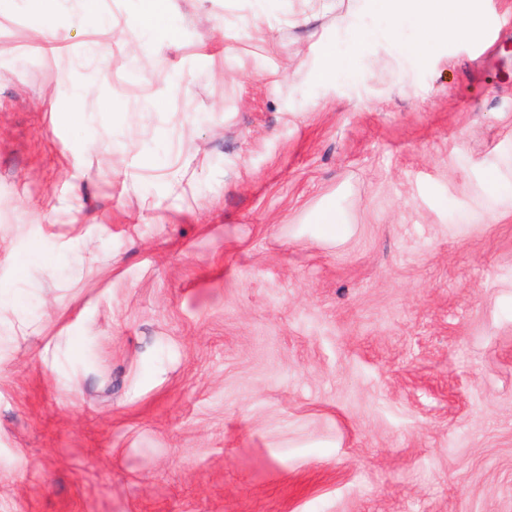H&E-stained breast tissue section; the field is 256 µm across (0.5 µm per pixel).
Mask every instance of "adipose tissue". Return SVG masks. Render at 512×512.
Returning a JSON list of instances; mask_svg holds the SVG:
<instances>
[{
    "label": "adipose tissue",
    "instance_id": "ef3b65f1",
    "mask_svg": "<svg viewBox=\"0 0 512 512\" xmlns=\"http://www.w3.org/2000/svg\"><path fill=\"white\" fill-rule=\"evenodd\" d=\"M377 18L342 17L343 37L319 42V63L311 73L316 84L349 78L353 63L374 42L384 39L414 68H427L432 47L475 36L480 28L478 0H372ZM346 214L329 204L314 207L302 224L307 233L324 242L340 243L353 233Z\"/></svg>",
    "mask_w": 512,
    "mask_h": 512
}]
</instances>
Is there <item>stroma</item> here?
I'll list each match as a JSON object with an SVG mask.
<instances>
[{"label": "stroma", "mask_w": 512, "mask_h": 512, "mask_svg": "<svg viewBox=\"0 0 512 512\" xmlns=\"http://www.w3.org/2000/svg\"><path fill=\"white\" fill-rule=\"evenodd\" d=\"M478 5L318 88L367 0H168L148 64L140 0H0V512H512V0ZM327 201L343 243L298 232Z\"/></svg>", "instance_id": "35a3bbf8"}]
</instances>
